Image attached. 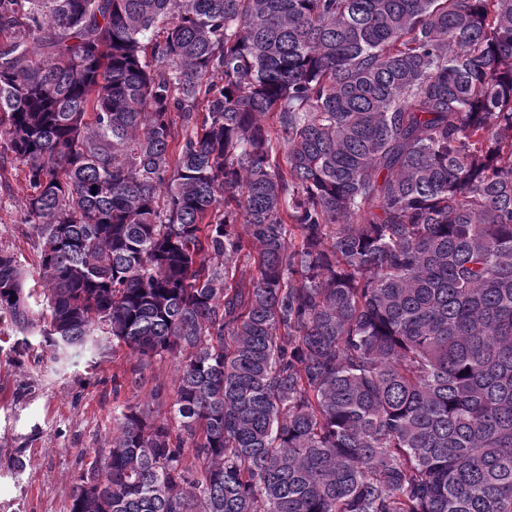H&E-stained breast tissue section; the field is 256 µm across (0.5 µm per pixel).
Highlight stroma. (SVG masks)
I'll return each mask as SVG.
<instances>
[{
    "instance_id": "stroma-1",
    "label": "stroma",
    "mask_w": 512,
    "mask_h": 512,
    "mask_svg": "<svg viewBox=\"0 0 512 512\" xmlns=\"http://www.w3.org/2000/svg\"><path fill=\"white\" fill-rule=\"evenodd\" d=\"M5 176L10 191L0 195V248L32 269L38 251L24 222V177L10 169ZM18 340L0 324V512H67L72 477L112 434L115 403H143L153 389L172 387L178 362L154 361L133 385L134 358L110 341L61 364L42 337H29L23 356L15 353Z\"/></svg>"
}]
</instances>
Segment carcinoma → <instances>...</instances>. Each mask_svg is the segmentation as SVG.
Here are the masks:
<instances>
[{"instance_id":"1","label":"carcinoma","mask_w":512,"mask_h":512,"mask_svg":"<svg viewBox=\"0 0 512 512\" xmlns=\"http://www.w3.org/2000/svg\"><path fill=\"white\" fill-rule=\"evenodd\" d=\"M7 163L0 320L179 362L68 512H512V0H0ZM5 177L10 183V194L2 193L0 204V248L16 253L21 263L33 271L38 265L37 239L24 221L22 199L24 177L8 167Z\"/></svg>"}]
</instances>
